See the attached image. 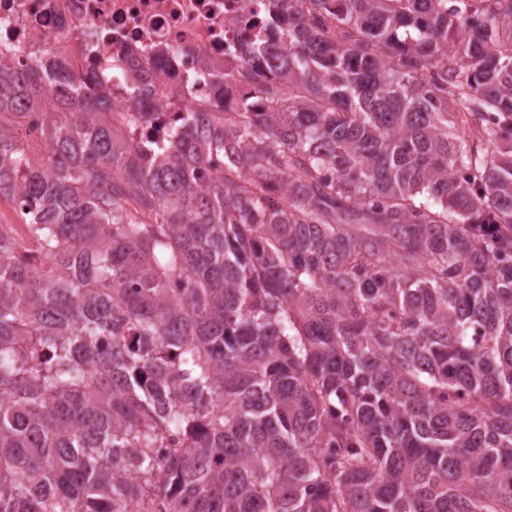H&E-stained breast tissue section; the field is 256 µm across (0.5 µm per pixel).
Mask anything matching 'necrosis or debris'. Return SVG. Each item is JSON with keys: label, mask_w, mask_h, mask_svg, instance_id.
Wrapping results in <instances>:
<instances>
[{"label": "necrosis or debris", "mask_w": 512, "mask_h": 512, "mask_svg": "<svg viewBox=\"0 0 512 512\" xmlns=\"http://www.w3.org/2000/svg\"><path fill=\"white\" fill-rule=\"evenodd\" d=\"M264 14L265 0H0V54L27 67L51 51L104 45L117 67L107 82L115 110L126 101L120 71L131 67L153 86L147 111L170 114L210 99L212 68H244L239 47Z\"/></svg>", "instance_id": "necrosis-or-debris-1"}]
</instances>
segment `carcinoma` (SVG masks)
I'll return each instance as SVG.
<instances>
[{
    "label": "carcinoma",
    "mask_w": 512,
    "mask_h": 512,
    "mask_svg": "<svg viewBox=\"0 0 512 512\" xmlns=\"http://www.w3.org/2000/svg\"><path fill=\"white\" fill-rule=\"evenodd\" d=\"M262 29L162 137L0 56V512H512V0ZM0 224L10 227L20 243L29 250H36L37 244L29 236L26 217L6 198H0Z\"/></svg>",
    "instance_id": "1"
}]
</instances>
